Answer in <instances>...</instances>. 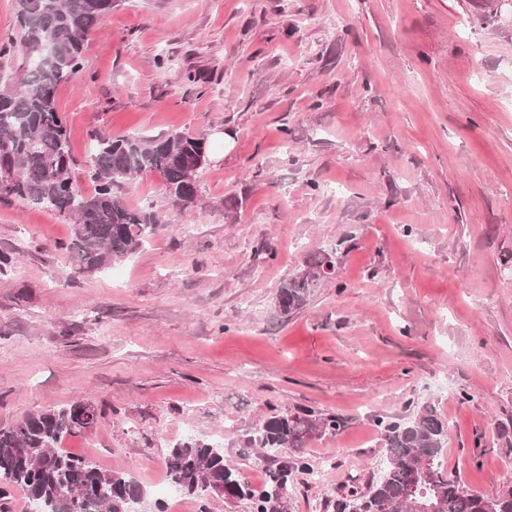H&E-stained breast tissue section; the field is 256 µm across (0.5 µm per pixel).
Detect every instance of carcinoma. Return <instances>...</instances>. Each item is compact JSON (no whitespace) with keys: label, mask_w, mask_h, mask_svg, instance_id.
Here are the masks:
<instances>
[{"label":"carcinoma","mask_w":512,"mask_h":512,"mask_svg":"<svg viewBox=\"0 0 512 512\" xmlns=\"http://www.w3.org/2000/svg\"><path fill=\"white\" fill-rule=\"evenodd\" d=\"M20 52L26 69L0 90V151L8 166L0 169V198L16 195L75 219L71 249L79 269L95 272L133 254L145 237L165 224L147 205L127 206L120 189L133 176L156 171L163 178L173 206L189 210L198 203L193 159L207 148L206 140L185 133L165 138L126 136L109 139L93 135L88 159L93 192H79L70 175L72 156L66 118L55 91L84 66L89 33L120 0H15ZM323 278L302 272L285 279L276 293L281 317L301 309ZM97 409L88 402L41 411L0 428V499L11 487L23 488L31 502L47 512H61L64 495H81L80 512H133L145 499L131 477L104 471L91 461L59 448L62 438L91 430ZM344 421L313 412L272 415L257 428L253 444L288 454L269 472L258 492L224 459L219 445L187 442L170 448L166 468L181 490L202 497L223 488L228 500L252 499L253 512H291L288 485L297 468H305L302 449L309 441L334 434ZM386 463L382 477L363 491L350 490L340 512H409L419 491L437 512H512V490L497 496L471 492L441 468L448 445V425L436 409L425 405L403 421L380 418Z\"/></svg>","instance_id":"1"}]
</instances>
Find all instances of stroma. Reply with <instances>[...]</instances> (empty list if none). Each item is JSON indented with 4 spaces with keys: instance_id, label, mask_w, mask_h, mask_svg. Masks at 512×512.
I'll use <instances>...</instances> for the list:
<instances>
[{
    "instance_id": "obj_1",
    "label": "stroma",
    "mask_w": 512,
    "mask_h": 512,
    "mask_svg": "<svg viewBox=\"0 0 512 512\" xmlns=\"http://www.w3.org/2000/svg\"><path fill=\"white\" fill-rule=\"evenodd\" d=\"M165 67H157V57ZM61 83L80 192L93 134L204 136L198 204L155 172L121 195L166 225L79 274L71 219L0 199V427L83 400L63 449L132 477L143 512H252L167 500L170 446L201 440L254 489L250 440L278 412L344 419L302 454L292 512H336L381 474L376 421L431 405L443 465L512 490V0H121ZM332 278L277 317L305 261Z\"/></svg>"
}]
</instances>
